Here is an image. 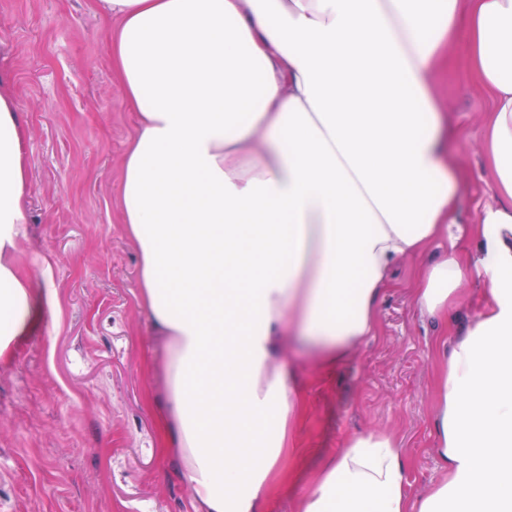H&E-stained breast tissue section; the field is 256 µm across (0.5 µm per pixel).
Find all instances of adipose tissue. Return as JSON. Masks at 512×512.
<instances>
[{
  "mask_svg": "<svg viewBox=\"0 0 512 512\" xmlns=\"http://www.w3.org/2000/svg\"><path fill=\"white\" fill-rule=\"evenodd\" d=\"M137 117L119 206L140 304L162 339L158 446L200 512H262L302 408L278 345L321 368L375 335L401 257L421 313L447 316L469 267L485 303L435 337L441 477L407 490L392 434L350 438L295 512H512V0H97ZM489 90L498 199L459 246L460 167L434 92L458 20ZM27 138L0 77V361L59 303L22 271Z\"/></svg>",
  "mask_w": 512,
  "mask_h": 512,
  "instance_id": "ef3b65f1",
  "label": "adipose tissue"
}]
</instances>
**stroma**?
I'll list each match as a JSON object with an SVG mask.
<instances>
[{
    "label": "stroma",
    "mask_w": 512,
    "mask_h": 512,
    "mask_svg": "<svg viewBox=\"0 0 512 512\" xmlns=\"http://www.w3.org/2000/svg\"><path fill=\"white\" fill-rule=\"evenodd\" d=\"M96 0H0V72L27 127L31 195L26 255L47 258L61 314L18 341L0 365V512H195L180 459L157 446L146 397L163 386L146 365L161 345L139 292V255L118 207L121 161L136 115L112 76ZM448 139L461 151L460 224L496 200L484 147L490 102L456 47L436 76ZM418 259L392 270L380 333L335 369L291 360L304 385L293 452L265 512L292 502L347 439L395 431L408 490L440 474L432 448L435 336L466 326L482 303L471 274L447 321L413 303Z\"/></svg>",
    "instance_id": "1"
}]
</instances>
